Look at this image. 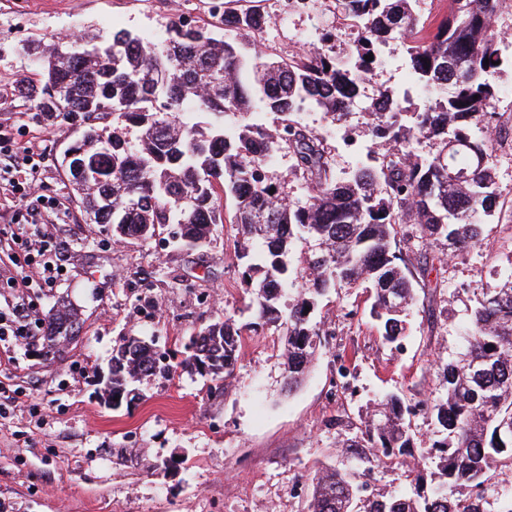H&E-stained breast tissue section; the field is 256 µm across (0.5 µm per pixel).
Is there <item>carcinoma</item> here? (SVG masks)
<instances>
[{"mask_svg":"<svg viewBox=\"0 0 512 512\" xmlns=\"http://www.w3.org/2000/svg\"><path fill=\"white\" fill-rule=\"evenodd\" d=\"M419 0H285L289 11L321 10L357 31L342 54L327 28L320 46L286 57L255 50L270 17L246 0L213 7L224 35L208 25L169 22L161 41L127 29L87 35L79 42L26 43L25 56L39 78L20 84L47 125L81 124L66 150L95 161L98 179L88 183L63 161L71 192L94 224L112 227L121 241L146 242L174 224L178 244L206 245L212 227L224 223L232 200L238 256L248 259L243 282L256 291L258 319L284 329L288 391L299 387L326 335L315 320L321 300L336 285L370 290L372 314L383 340L401 345L417 281L400 250L401 225L415 224L421 238L448 242L456 252L481 245L498 193L487 130L504 87L485 79L505 63L497 26L504 0H448L432 27L421 22ZM406 46L414 93L380 89L365 102L372 136L386 144L367 151L368 164L347 178L336 175L327 138L299 120L315 110L343 121L365 96L375 69L388 63L382 47ZM373 54L368 61L365 55ZM491 64H485V61ZM422 106H412V95ZM426 140L420 154L413 143ZM290 153L291 174L308 195L290 200L288 179L269 174L275 155ZM275 192H270V189ZM318 251L290 261L299 237ZM296 289L288 308L282 293ZM466 351L444 366L446 398L432 404L386 395L371 414L359 448V465L371 473L403 463L414 447L411 416L424 410L440 427L434 448L439 482L410 470L409 487L379 499L330 466L313 477L304 512H488L484 496L492 473L512 468V279L477 289ZM43 347L63 357L82 329L74 307L48 318ZM238 327L226 314L201 327L184 346L178 365L221 383L239 358ZM152 346L127 339L112 354L104 394L112 409L128 398L131 382L158 371ZM466 488L468 494L456 495Z\"/></svg>","mask_w":512,"mask_h":512,"instance_id":"cac0c4a2","label":"carcinoma"}]
</instances>
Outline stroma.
Returning a JSON list of instances; mask_svg holds the SVG:
<instances>
[{
  "instance_id": "obj_1",
  "label": "stroma",
  "mask_w": 512,
  "mask_h": 512,
  "mask_svg": "<svg viewBox=\"0 0 512 512\" xmlns=\"http://www.w3.org/2000/svg\"><path fill=\"white\" fill-rule=\"evenodd\" d=\"M216 0H0V145L33 169L48 222L50 248L66 273L52 293H35L48 317L67 300L82 311L81 338L64 361L46 362L34 346H18L0 362V512H303L318 467L351 473L341 448L359 436L370 407L386 393L432 402L444 388V364L466 347L475 288L512 275V148L493 143L498 208L486 243L441 254L404 225L401 244L411 271L427 267L402 348L386 344L361 288L323 298L321 354L302 385L288 391L285 336L257 325L237 230L216 225L199 250L172 240L171 227L145 244L114 241L85 223L61 166L78 128L44 126L17 91L36 68L19 54L27 40L125 28L155 39L174 18L205 20ZM272 23L263 52L285 56L318 47L320 12L282 16L280 0H257ZM60 209H51L53 200ZM242 328L233 377L215 388L181 371L133 383L127 407L110 409L99 379L128 337L152 342L160 355L183 348L223 314Z\"/></svg>"
}]
</instances>
